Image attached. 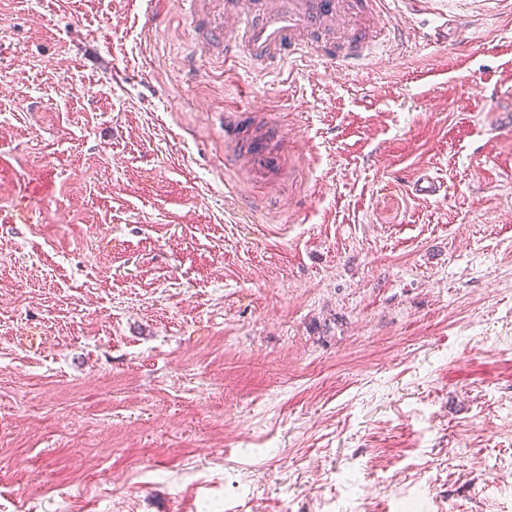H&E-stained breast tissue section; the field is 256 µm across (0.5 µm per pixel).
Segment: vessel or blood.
<instances>
[{
    "instance_id": "1",
    "label": "vessel or blood",
    "mask_w": 512,
    "mask_h": 512,
    "mask_svg": "<svg viewBox=\"0 0 512 512\" xmlns=\"http://www.w3.org/2000/svg\"><path fill=\"white\" fill-rule=\"evenodd\" d=\"M379 0H227L223 23L208 37L225 60L243 59L271 73L310 50L346 66L364 61L363 35L377 27ZM224 137L237 145L248 168L264 170L267 161L237 139L236 122L224 119Z\"/></svg>"
}]
</instances>
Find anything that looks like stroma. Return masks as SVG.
<instances>
[{
	"instance_id": "1",
	"label": "stroma",
	"mask_w": 512,
	"mask_h": 512,
	"mask_svg": "<svg viewBox=\"0 0 512 512\" xmlns=\"http://www.w3.org/2000/svg\"><path fill=\"white\" fill-rule=\"evenodd\" d=\"M215 20L0 0V512H512V0L351 71ZM224 139L235 142L238 160L242 159L251 171L260 172L266 168L267 161L265 157L253 152L244 141H239L238 134L236 133V120L231 116H224Z\"/></svg>"
}]
</instances>
